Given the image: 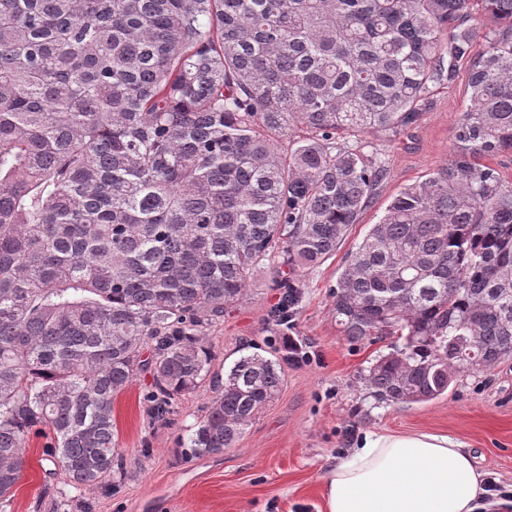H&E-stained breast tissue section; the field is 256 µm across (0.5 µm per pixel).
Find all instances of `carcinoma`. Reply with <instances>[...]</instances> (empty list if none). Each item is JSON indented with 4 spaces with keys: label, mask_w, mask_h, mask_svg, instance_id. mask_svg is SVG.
Listing matches in <instances>:
<instances>
[{
    "label": "carcinoma",
    "mask_w": 512,
    "mask_h": 512,
    "mask_svg": "<svg viewBox=\"0 0 512 512\" xmlns=\"http://www.w3.org/2000/svg\"><path fill=\"white\" fill-rule=\"evenodd\" d=\"M463 60L452 160L332 290L349 342L391 339L358 376L377 405L512 357V183L481 163L512 154V0H0V512L35 431L74 487L109 478L114 400L149 373L171 415L262 267L288 327L387 178L361 135L415 125ZM287 363L235 360L185 446L231 447Z\"/></svg>",
    "instance_id": "carcinoma-1"
}]
</instances>
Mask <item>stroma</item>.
Returning a JSON list of instances; mask_svg holds the SVG:
<instances>
[{"label":"stroma","mask_w":512,"mask_h":512,"mask_svg":"<svg viewBox=\"0 0 512 512\" xmlns=\"http://www.w3.org/2000/svg\"><path fill=\"white\" fill-rule=\"evenodd\" d=\"M467 63L453 85L434 86L418 123L395 138L365 134L389 174L352 225L334 256L306 276L304 298L286 336L268 323L276 301L266 273H258L243 303L212 327L216 352L200 387L176 402L167 419L149 412V377L136 378L115 401L122 473L87 488L71 485L43 454V438L27 450L26 472L11 512H326V476L357 435L366 431H442L471 448L487 476L512 489V359L462 374L447 394L423 404L386 406L364 397L359 372L386 352L385 343L346 340L332 310L331 290L347 255L392 197L447 165L455 127L469 100ZM297 342L311 359L288 364L278 397L224 452L197 456L180 446L224 380V368L253 351L285 352Z\"/></svg>","instance_id":"35a3bbf8"}]
</instances>
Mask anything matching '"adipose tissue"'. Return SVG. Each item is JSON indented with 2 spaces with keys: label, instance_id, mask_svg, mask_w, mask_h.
I'll return each instance as SVG.
<instances>
[{
  "label": "adipose tissue",
  "instance_id": "adipose-tissue-1",
  "mask_svg": "<svg viewBox=\"0 0 512 512\" xmlns=\"http://www.w3.org/2000/svg\"><path fill=\"white\" fill-rule=\"evenodd\" d=\"M485 482L456 436L366 432L330 470L326 512H478Z\"/></svg>",
  "mask_w": 512,
  "mask_h": 512
}]
</instances>
